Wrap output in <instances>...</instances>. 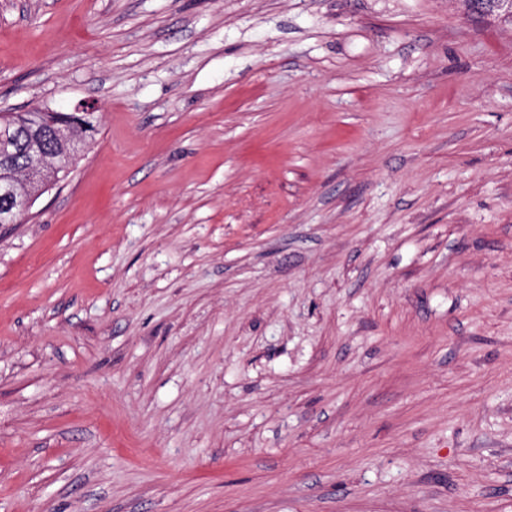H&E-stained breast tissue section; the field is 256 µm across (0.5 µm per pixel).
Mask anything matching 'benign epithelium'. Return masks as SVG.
<instances>
[{"label":"benign epithelium","instance_id":"benign-epithelium-1","mask_svg":"<svg viewBox=\"0 0 512 512\" xmlns=\"http://www.w3.org/2000/svg\"><path fill=\"white\" fill-rule=\"evenodd\" d=\"M87 116L88 113L79 112L70 123L52 127L59 151L50 157L42 154L31 156L25 169L23 184L19 186L13 182L6 183L12 194L8 202L13 205L14 214L28 213L42 194L57 185V173L72 167L85 155L90 142L85 140L79 131L86 127Z\"/></svg>","mask_w":512,"mask_h":512}]
</instances>
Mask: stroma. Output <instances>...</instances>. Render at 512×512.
I'll list each match as a JSON object with an SVG mask.
<instances>
[{
    "mask_svg": "<svg viewBox=\"0 0 512 512\" xmlns=\"http://www.w3.org/2000/svg\"><path fill=\"white\" fill-rule=\"evenodd\" d=\"M0 512H512V23L464 0H0ZM32 110L35 112H0V129L1 125L8 129L17 126L25 128L27 144L34 150L44 152L43 148L48 149L52 145L45 131L49 127L47 119L50 118L54 124H63L69 122L74 113L52 112L41 108ZM44 154H50V151H45ZM87 112H78L70 124L52 126L54 138L59 146V151L51 157L42 154H35L30 157L27 169H25V179L22 186L15 182H7L6 185L13 198L8 202L13 205L15 215H25L29 212L35 201L45 192L57 185L56 176L61 170L71 168L74 163L85 155L90 143L85 140L83 135L92 140L96 132L95 125L87 122ZM86 127V128H85ZM0 156L1 170L4 173L12 172L20 177L23 175V170L27 165L26 160H23V157L18 152V148L14 144L8 143L5 140L3 143H0Z\"/></svg>",
    "mask_w": 512,
    "mask_h": 512,
    "instance_id": "1",
    "label": "stroma"
}]
</instances>
